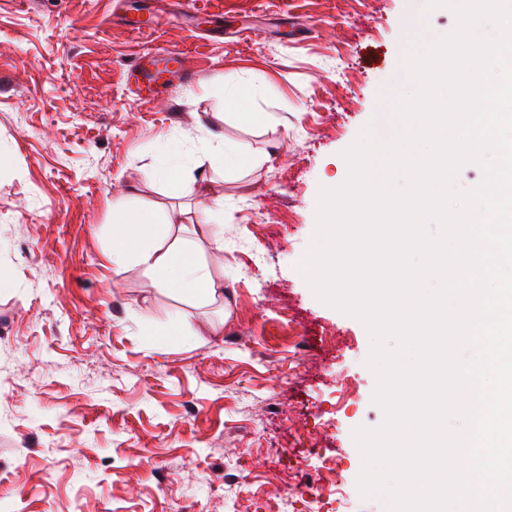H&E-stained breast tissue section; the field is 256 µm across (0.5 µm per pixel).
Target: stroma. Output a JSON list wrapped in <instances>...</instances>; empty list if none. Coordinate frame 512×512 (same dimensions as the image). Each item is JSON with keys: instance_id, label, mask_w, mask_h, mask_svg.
Returning a JSON list of instances; mask_svg holds the SVG:
<instances>
[{"instance_id": "1", "label": "stroma", "mask_w": 512, "mask_h": 512, "mask_svg": "<svg viewBox=\"0 0 512 512\" xmlns=\"http://www.w3.org/2000/svg\"><path fill=\"white\" fill-rule=\"evenodd\" d=\"M113 0H0V497L15 512H283L333 457L331 512H385L356 487L351 432L378 426L369 337L299 275L319 187L367 123L391 131L379 93L407 84L404 50L455 26L420 0H222L228 31L130 33ZM420 16V15H419ZM182 50L198 74L171 99L129 90L136 55ZM249 88L246 126L229 114ZM223 133L256 159L224 172ZM175 150L207 192L158 171ZM184 208L174 234L224 287L197 301L112 261V205ZM223 209L207 229L204 209ZM224 240L216 249L214 237ZM317 437L310 446L309 437ZM249 99V90L243 85L234 86L231 92L225 97V104L235 108L239 120L245 124L253 125L258 123L259 119L254 112H248L246 103Z\"/></svg>"}]
</instances>
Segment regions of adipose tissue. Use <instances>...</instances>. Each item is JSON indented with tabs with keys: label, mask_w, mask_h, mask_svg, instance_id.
Listing matches in <instances>:
<instances>
[{
	"label": "adipose tissue",
	"mask_w": 512,
	"mask_h": 512,
	"mask_svg": "<svg viewBox=\"0 0 512 512\" xmlns=\"http://www.w3.org/2000/svg\"><path fill=\"white\" fill-rule=\"evenodd\" d=\"M179 219V214L164 216L149 207L114 205L112 261L137 263L153 287L190 298L216 299L223 293L220 284L194 250L173 237Z\"/></svg>",
	"instance_id": "1"
}]
</instances>
